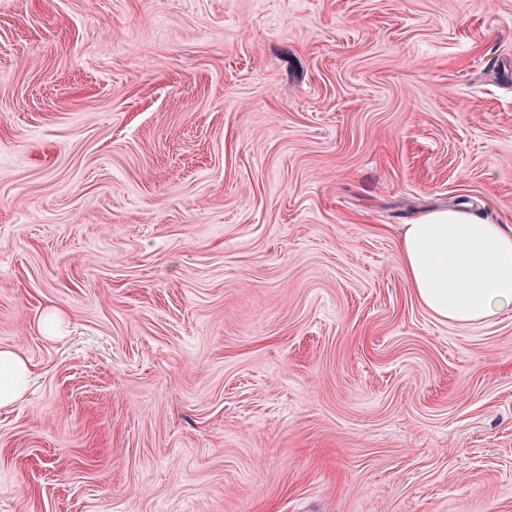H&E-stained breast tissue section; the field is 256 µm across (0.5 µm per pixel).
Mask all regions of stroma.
Listing matches in <instances>:
<instances>
[{"label":"stroma","mask_w":512,"mask_h":512,"mask_svg":"<svg viewBox=\"0 0 512 512\" xmlns=\"http://www.w3.org/2000/svg\"><path fill=\"white\" fill-rule=\"evenodd\" d=\"M462 204L512 0H0V512H512V311L398 260ZM31 361L10 348H0V408L17 402L34 375Z\"/></svg>","instance_id":"stroma-1"}]
</instances>
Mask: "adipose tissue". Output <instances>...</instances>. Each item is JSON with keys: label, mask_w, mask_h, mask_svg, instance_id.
<instances>
[{"label": "adipose tissue", "mask_w": 512, "mask_h": 512, "mask_svg": "<svg viewBox=\"0 0 512 512\" xmlns=\"http://www.w3.org/2000/svg\"><path fill=\"white\" fill-rule=\"evenodd\" d=\"M399 258L416 301L437 318L468 326L512 311V232L458 209L402 225ZM31 361L0 348V408L17 402Z\"/></svg>", "instance_id": "ef3b65f1"}]
</instances>
